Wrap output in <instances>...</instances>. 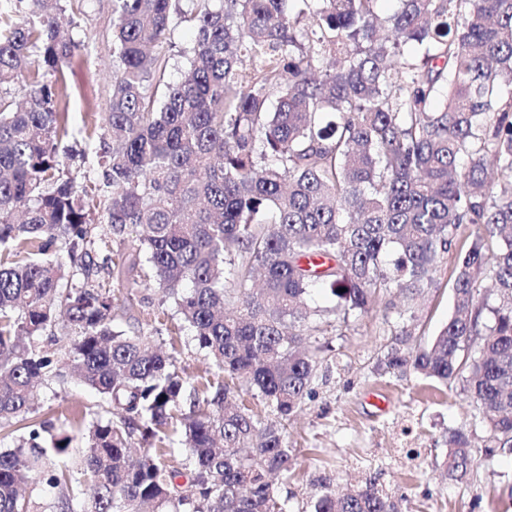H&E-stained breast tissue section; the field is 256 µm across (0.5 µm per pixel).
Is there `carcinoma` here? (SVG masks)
<instances>
[{"label":"carcinoma","instance_id":"carcinoma-1","mask_svg":"<svg viewBox=\"0 0 512 512\" xmlns=\"http://www.w3.org/2000/svg\"><path fill=\"white\" fill-rule=\"evenodd\" d=\"M310 1L201 4L170 84L179 7L112 0L107 127L81 129L101 174L78 187L57 144L85 42L44 0H0V512H37L33 483L56 512H286L271 475L330 351L300 330L311 290L347 314L387 288L412 300L454 247L448 321L423 347L399 311L378 369L463 381L488 447L512 449V0H399L383 20L377 0ZM130 228L137 249H113ZM141 265L176 316L116 331L112 283ZM185 328L216 371H179ZM69 378L112 417L28 421L36 388ZM76 440L82 481L59 460ZM444 465L473 472L467 431ZM313 512L398 510L369 483Z\"/></svg>","mask_w":512,"mask_h":512}]
</instances>
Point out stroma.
<instances>
[{"label": "stroma", "mask_w": 512, "mask_h": 512, "mask_svg": "<svg viewBox=\"0 0 512 512\" xmlns=\"http://www.w3.org/2000/svg\"><path fill=\"white\" fill-rule=\"evenodd\" d=\"M182 17L171 35L166 79L178 82L187 65L182 50L194 28L196 0H179ZM79 37L90 46L88 56L68 73V102L73 127L85 113L104 112L113 79L112 0H84L75 15ZM454 254L439 263V285L424 290L417 301L416 335L430 342L452 309L448 275ZM127 301L113 309L114 327L127 332L152 323L164 295L134 277L124 285ZM401 299L395 290L382 291L365 314H342L325 296L310 303L316 339L334 347L336 359L321 363L314 394L288 429L295 465L276 478L275 492L287 512H312L318 495L365 486L374 481L399 512H512V451L487 455L485 431L460 383L439 385L413 372L381 374L376 364L392 339ZM95 407L107 412L99 397L76 384L50 383L37 391L38 417H57L65 406ZM466 428L473 435L478 461L471 476L457 482L445 476L443 460L448 434Z\"/></svg>", "instance_id": "35a3bbf8"}]
</instances>
